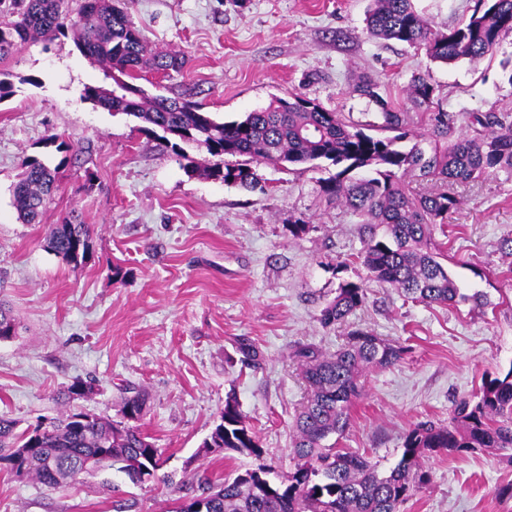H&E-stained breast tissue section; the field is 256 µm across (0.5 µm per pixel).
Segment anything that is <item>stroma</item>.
I'll list each match as a JSON object with an SVG mask.
<instances>
[{"instance_id": "obj_1", "label": "stroma", "mask_w": 512, "mask_h": 512, "mask_svg": "<svg viewBox=\"0 0 512 512\" xmlns=\"http://www.w3.org/2000/svg\"><path fill=\"white\" fill-rule=\"evenodd\" d=\"M371 0H131L150 49L183 53V70L146 72L149 92L186 95L221 121L297 93L358 124L377 107L353 88L361 76L410 116L409 143L428 147L431 112L468 132L469 115L512 120V34L480 62L441 64L423 49L368 38ZM439 30L468 18L476 0H414ZM0 73L13 83L0 100V301L18 333L0 340V417L19 429L64 408L119 419L125 387L145 391L138 422L163 453L155 479L132 484L106 467L58 489L0 465V512H165L181 483L224 477L263 463L293 471L292 425L306 390L291 353L312 343L332 352L348 326L404 347L395 365L367 373L336 445L380 469L400 457L419 422L447 423L456 403L482 381L512 368V261L498 250L512 236V179L487 173L457 185L443 249L448 269L484 306L426 305L368 282L365 306L347 325L322 327L321 310L341 281L365 280L358 217L320 193L335 167H261L263 190L206 176L213 157L190 144L177 156L142 122L83 101L103 80L72 37L31 42ZM434 87L431 109H415L406 88L416 75ZM57 142L45 145L48 136ZM59 167L60 188L39 223L18 219L12 189L20 161ZM197 175L187 176L185 164ZM79 215L94 253L74 266L50 252L52 228ZM309 223L300 237L295 219ZM250 345L260 354L247 361ZM89 395L63 402L74 381ZM237 401L263 448L261 457L205 453L227 399ZM431 482L401 512H512L499 495L512 463L494 451L433 453Z\"/></svg>"}]
</instances>
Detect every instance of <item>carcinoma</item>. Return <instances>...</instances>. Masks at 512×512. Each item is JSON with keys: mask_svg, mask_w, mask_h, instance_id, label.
I'll list each match as a JSON object with an SVG mask.
<instances>
[{"mask_svg": "<svg viewBox=\"0 0 512 512\" xmlns=\"http://www.w3.org/2000/svg\"><path fill=\"white\" fill-rule=\"evenodd\" d=\"M68 2L0 0V61L27 43L72 34L81 53L110 81L108 87L84 85L83 100L144 122L147 132L161 131L160 139L174 150L190 143L205 146L219 158L209 175L226 185L263 188L259 167L266 164L282 169L339 166L341 170L321 182L320 192L362 218L360 259L368 280L426 304L484 303L481 293L462 291L432 234L460 204L456 184L475 181L490 170L512 177L511 122L493 113H474L470 123L482 131L457 136L452 116L437 112L431 118L430 149L414 146L406 151L399 142L408 135L407 113L389 104L368 77L354 91L379 107L378 128L390 132L388 136L368 134L343 113L298 94L274 97L260 110L218 122L196 102L150 95L135 84L145 69L180 71L185 58L178 52L148 54L127 7L116 0H83L74 14ZM365 30L372 37L418 46L434 62H476L512 33V0H477L468 22L445 31L434 29L414 0H372ZM433 96L427 79L411 81L408 98L413 106L428 107ZM21 168L13 188L14 206L22 222L33 224L58 190L60 171L29 156L22 158ZM408 178L429 189L412 190ZM47 248L68 264L86 262L94 251L90 225L71 216L53 229ZM366 295L364 282H340L336 296L320 312V324L327 328L344 323L365 306ZM402 354L401 347L363 328L349 330L333 353L312 344L297 346L292 357L307 395L294 423V471L281 481L270 478L271 469L264 465L219 484L204 478L196 487H184L186 495L206 496L208 512H400L430 484L424 458L431 453L504 451L512 462V367L484 380L476 400L459 401L448 425L422 422L410 428L400 459L387 471L366 456L328 443L348 428L366 373L394 365ZM144 404V392L133 388L123 399L122 413L139 415ZM75 416L67 411L35 436L28 430L16 433L15 421L1 417L0 464L13 469L11 456L33 448L35 452L23 459L26 476L56 489L85 472V461L105 448L107 454L95 467L125 464V475L139 483L136 458L151 437L136 426L119 432L114 421L101 416L85 423ZM203 448L208 453L222 448L226 455H262L232 399L225 402L221 422Z\"/></svg>", "mask_w": 512, "mask_h": 512, "instance_id": "cac0c4a2", "label": "carcinoma"}]
</instances>
